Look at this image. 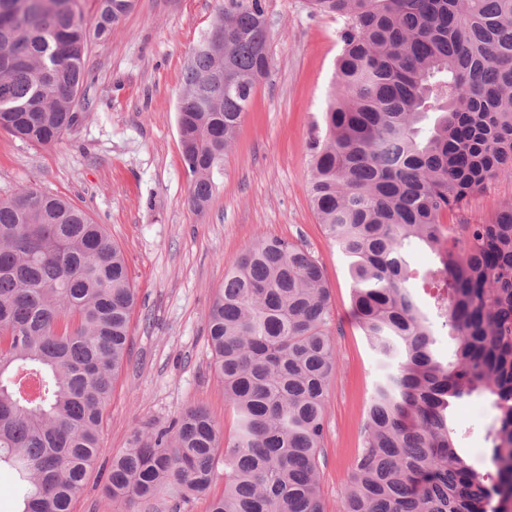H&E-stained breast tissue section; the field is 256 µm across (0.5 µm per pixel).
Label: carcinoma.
Masks as SVG:
<instances>
[{"instance_id":"1","label":"carcinoma","mask_w":512,"mask_h":512,"mask_svg":"<svg viewBox=\"0 0 512 512\" xmlns=\"http://www.w3.org/2000/svg\"><path fill=\"white\" fill-rule=\"evenodd\" d=\"M135 0H0V131L32 145L80 118L89 36L106 38ZM341 22L323 129L307 142L310 202L348 262L352 308L379 374L336 512H512V197L480 224L443 216L512 179V0H309ZM264 0H218L226 54L191 53L178 105L188 204L214 175L267 75ZM436 265L423 273L410 251ZM436 288L428 309L415 279ZM136 305L121 249L62 196L33 186L0 198V469L16 512H72L101 450L112 385L128 358ZM324 272L303 244L257 238L224 272L207 314L234 430L202 405L160 431L137 430L112 457L106 491L149 509L164 496L224 492L209 512H326L318 458L338 363ZM454 341L443 355L439 337ZM38 376L41 395L16 378ZM486 399L489 466L461 449L452 407Z\"/></svg>"}]
</instances>
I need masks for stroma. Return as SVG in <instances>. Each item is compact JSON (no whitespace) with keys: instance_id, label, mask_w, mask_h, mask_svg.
I'll return each instance as SVG.
<instances>
[{"instance_id":"stroma-1","label":"stroma","mask_w":512,"mask_h":512,"mask_svg":"<svg viewBox=\"0 0 512 512\" xmlns=\"http://www.w3.org/2000/svg\"><path fill=\"white\" fill-rule=\"evenodd\" d=\"M271 67L255 90L238 138L215 178L204 211L188 205L177 127L184 71L216 16V0H136L106 39L91 40L78 124L48 146L0 132V197L30 185L67 198L105 226L123 251L137 294L129 359L105 408L102 450L72 512H126L105 493L112 457L135 430L168 425L184 408L206 407L223 433L232 416L214 371L206 316L224 269L262 236L302 242L331 289L338 370L329 387L319 458L327 512H336L341 480L358 451L375 360L351 307L348 263L309 204L306 144L322 119L340 50L335 19L307 0H264ZM512 197V180L489 182L461 215L477 223ZM493 417L480 397L459 404L470 428L466 452L483 470L482 428Z\"/></svg>"}]
</instances>
